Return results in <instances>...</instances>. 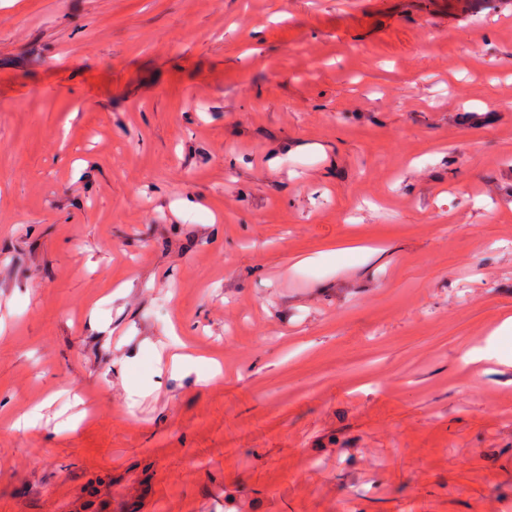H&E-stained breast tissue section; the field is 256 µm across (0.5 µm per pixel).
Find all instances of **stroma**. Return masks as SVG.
I'll use <instances>...</instances> for the list:
<instances>
[{
	"instance_id": "obj_1",
	"label": "stroma",
	"mask_w": 512,
	"mask_h": 512,
	"mask_svg": "<svg viewBox=\"0 0 512 512\" xmlns=\"http://www.w3.org/2000/svg\"><path fill=\"white\" fill-rule=\"evenodd\" d=\"M509 316L512 0H0V512H512Z\"/></svg>"
}]
</instances>
